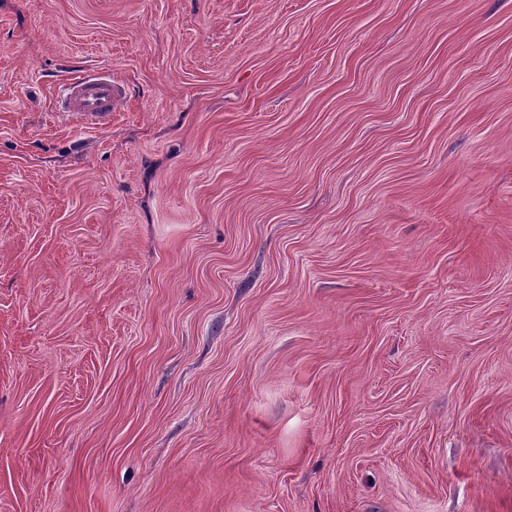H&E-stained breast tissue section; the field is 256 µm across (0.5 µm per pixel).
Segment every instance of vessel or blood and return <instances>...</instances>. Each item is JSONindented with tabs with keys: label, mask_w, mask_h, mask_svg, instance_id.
I'll use <instances>...</instances> for the list:
<instances>
[{
	"label": "vessel or blood",
	"mask_w": 512,
	"mask_h": 512,
	"mask_svg": "<svg viewBox=\"0 0 512 512\" xmlns=\"http://www.w3.org/2000/svg\"><path fill=\"white\" fill-rule=\"evenodd\" d=\"M128 88L110 70L82 71L68 79L57 95L56 109L83 116L93 126L108 124Z\"/></svg>",
	"instance_id": "obj_1"
}]
</instances>
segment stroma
I'll return each instance as SVG.
<instances>
[{
	"label": "stroma",
	"mask_w": 512,
	"mask_h": 512,
	"mask_svg": "<svg viewBox=\"0 0 512 512\" xmlns=\"http://www.w3.org/2000/svg\"><path fill=\"white\" fill-rule=\"evenodd\" d=\"M0 512H512V0H0ZM128 87L99 69L81 71L61 87L57 95V112H75L93 126L107 125L117 106L127 97Z\"/></svg>",
	"instance_id": "35a3bbf8"
}]
</instances>
